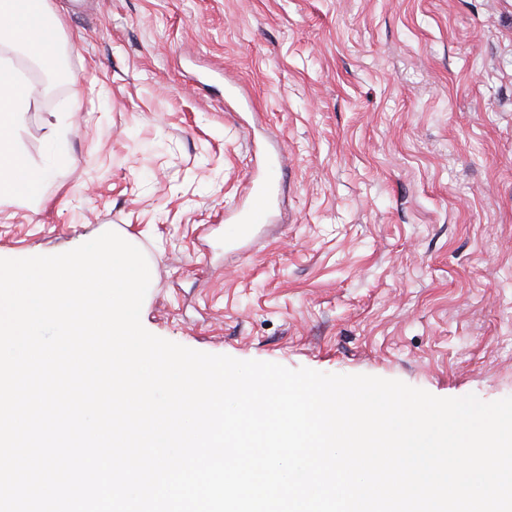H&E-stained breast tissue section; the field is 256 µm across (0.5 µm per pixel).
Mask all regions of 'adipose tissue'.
I'll use <instances>...</instances> for the list:
<instances>
[{
  "label": "adipose tissue",
  "instance_id": "ef3b65f1",
  "mask_svg": "<svg viewBox=\"0 0 512 512\" xmlns=\"http://www.w3.org/2000/svg\"><path fill=\"white\" fill-rule=\"evenodd\" d=\"M55 15L44 0H0V37L22 45L48 70H57L62 46L54 34ZM20 75L0 66V183L10 185L15 196L37 202L52 171L45 161L23 155L18 135L29 110V97L22 94Z\"/></svg>",
  "mask_w": 512,
  "mask_h": 512
}]
</instances>
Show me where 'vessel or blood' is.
<instances>
[{
    "mask_svg": "<svg viewBox=\"0 0 512 512\" xmlns=\"http://www.w3.org/2000/svg\"><path fill=\"white\" fill-rule=\"evenodd\" d=\"M282 156L267 155L263 168L254 172L246 187V202L238 207L224 226L225 247H235L251 239L261 226L273 223L279 200L278 170Z\"/></svg>",
    "mask_w": 512,
    "mask_h": 512,
    "instance_id": "b4317fda",
    "label": "vessel or blood"
}]
</instances>
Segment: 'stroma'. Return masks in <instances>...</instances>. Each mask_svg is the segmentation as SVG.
<instances>
[{
    "mask_svg": "<svg viewBox=\"0 0 512 512\" xmlns=\"http://www.w3.org/2000/svg\"><path fill=\"white\" fill-rule=\"evenodd\" d=\"M66 49L22 150L72 108L0 253L113 231L150 333L238 360L512 396V0H48ZM273 224L224 245L262 151ZM67 112L52 113L51 118L46 120L44 139L50 156L59 164L65 163L70 156L67 152L66 135L68 131Z\"/></svg>",
    "mask_w": 512,
    "mask_h": 512,
    "instance_id": "35a3bbf8",
    "label": "stroma"
}]
</instances>
